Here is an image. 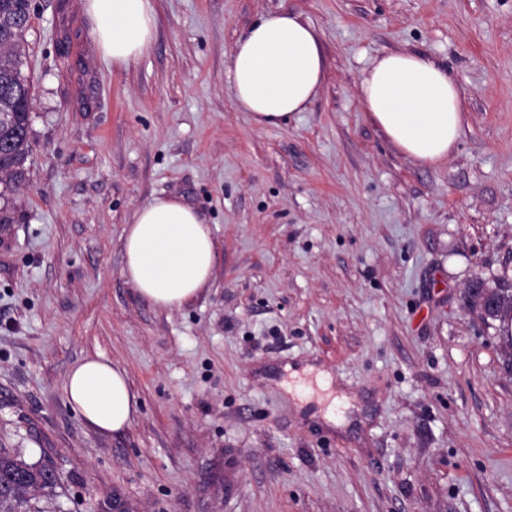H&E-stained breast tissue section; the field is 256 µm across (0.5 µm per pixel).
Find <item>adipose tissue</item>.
<instances>
[{"label":"adipose tissue","mask_w":512,"mask_h":512,"mask_svg":"<svg viewBox=\"0 0 512 512\" xmlns=\"http://www.w3.org/2000/svg\"><path fill=\"white\" fill-rule=\"evenodd\" d=\"M99 53L126 67L151 50L156 0H83ZM326 59L319 35L301 14L263 17L231 53L227 79L237 106L260 127L277 126L306 111L319 91ZM359 104L385 138L421 166L444 163L463 129L461 96L443 65L423 52L389 53L363 73ZM122 276L156 307L174 311L196 299L217 262L211 228L178 197H156L136 210L122 234ZM68 404L94 431L130 428L139 401L124 368L88 355L70 370Z\"/></svg>","instance_id":"ef3b65f1"}]
</instances>
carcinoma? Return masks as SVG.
Segmentation results:
<instances>
[{
	"mask_svg": "<svg viewBox=\"0 0 512 512\" xmlns=\"http://www.w3.org/2000/svg\"><path fill=\"white\" fill-rule=\"evenodd\" d=\"M29 0H0V184L25 176L30 151L33 83L23 74ZM59 479L47 465H32L0 448V512H44L38 496L55 490Z\"/></svg>",
	"mask_w": 512,
	"mask_h": 512,
	"instance_id": "1",
	"label": "carcinoma"
}]
</instances>
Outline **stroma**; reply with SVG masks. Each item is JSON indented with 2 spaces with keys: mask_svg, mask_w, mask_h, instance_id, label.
<instances>
[{
  "mask_svg": "<svg viewBox=\"0 0 512 512\" xmlns=\"http://www.w3.org/2000/svg\"><path fill=\"white\" fill-rule=\"evenodd\" d=\"M150 53L115 67L82 0H37L25 179L0 224V448L59 475L58 512H512V373L470 280H512V0H156ZM302 14L326 73L305 112L255 125L226 69L260 18ZM422 51L464 101L436 167L358 102L376 57ZM183 197L220 258L156 308L122 232ZM139 397L104 436L67 405L86 355ZM329 373L339 426L286 391Z\"/></svg>",
  "mask_w": 512,
  "mask_h": 512,
  "instance_id": "stroma-1",
  "label": "stroma"
}]
</instances>
